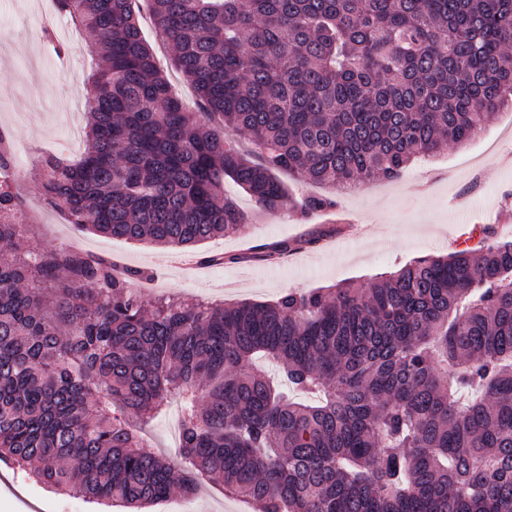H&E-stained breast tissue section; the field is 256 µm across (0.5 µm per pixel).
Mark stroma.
<instances>
[{
	"label": "stroma",
	"mask_w": 512,
	"mask_h": 512,
	"mask_svg": "<svg viewBox=\"0 0 512 512\" xmlns=\"http://www.w3.org/2000/svg\"><path fill=\"white\" fill-rule=\"evenodd\" d=\"M53 0H0V31L9 43L0 48V128L8 129L23 151L14 163L19 193L27 205L28 235L40 246L68 245L121 260L126 266L164 262V249L112 239L71 224L63 211L47 205L41 188L42 163L56 155L73 161L84 149L89 112L87 71L91 39L66 18L55 21L54 37L66 47L58 55L37 23L51 15ZM157 65L187 108L195 93L175 68L172 47L159 38L148 18H140ZM289 197L276 212L255 209L249 196L225 183L248 216L249 227L236 237H215L184 253L195 261L194 275L178 268L158 270L150 296H194L211 302L270 301L282 293H307L353 280L370 281L414 258L447 254L465 232L494 225L499 236L512 239V111L494 114L468 145L410 166L394 181L378 179L351 193L337 195L334 215H303L296 199L322 189L284 177ZM337 218L336 232L316 245L269 261L256 257V247L292 240ZM224 263H211L214 255ZM178 401L159 414L146 433L149 450L166 459L178 455L174 423ZM261 512L243 499L225 495L223 486L203 481L192 498L176 494L150 512ZM0 512H126L125 507L92 503L51 492L26 472L0 466Z\"/></svg>",
	"instance_id": "35a3bbf8"
}]
</instances>
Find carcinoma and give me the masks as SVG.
<instances>
[{"instance_id":"1","label":"carcinoma","mask_w":512,"mask_h":512,"mask_svg":"<svg viewBox=\"0 0 512 512\" xmlns=\"http://www.w3.org/2000/svg\"><path fill=\"white\" fill-rule=\"evenodd\" d=\"M146 2L202 122L138 0H55L93 37L90 124L78 161L44 160L42 192L108 237L180 253L239 235L227 179L275 212L283 172L339 192L394 180L512 110V0ZM16 178L1 129L0 464L136 510L208 478L263 512H512V240L484 228L367 285L267 304L152 302L134 289L150 268L32 244ZM258 356L319 399L289 397ZM173 395L187 468L127 421ZM141 25L144 35L149 42L155 56L156 64L163 70L170 81L174 92L185 102L188 112H200L195 107V93L191 85L183 78L175 68L172 61V47L166 41L156 35V32L148 18V11L144 8L141 12Z\"/></svg>"}]
</instances>
